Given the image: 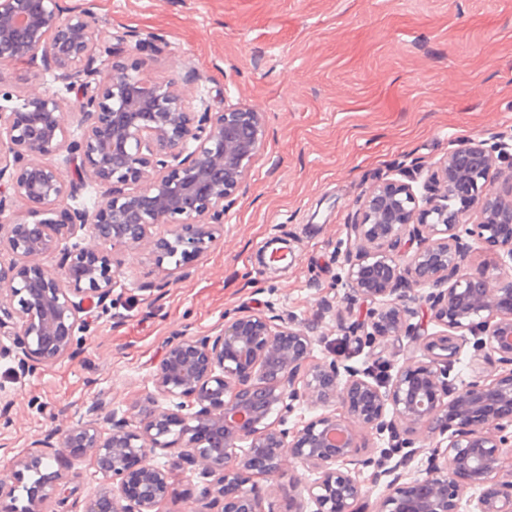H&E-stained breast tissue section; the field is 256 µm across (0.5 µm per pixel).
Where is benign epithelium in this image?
<instances>
[{
  "label": "benign epithelium",
  "mask_w": 512,
  "mask_h": 512,
  "mask_svg": "<svg viewBox=\"0 0 512 512\" xmlns=\"http://www.w3.org/2000/svg\"><path fill=\"white\" fill-rule=\"evenodd\" d=\"M126 42L104 35L88 10L62 18L59 0H0V62L80 88L76 140L56 91L0 106V248L13 255L0 267V336L11 340L0 359L21 374L78 356L88 313L118 301L117 255L147 248L161 266L207 253L265 138L264 114L250 106L200 109L178 82L148 79L136 64L96 66ZM64 148L72 178L44 162ZM507 148L465 139L425 176L422 194L416 166L403 171L408 181L384 180L358 202L337 262L347 303L375 308L346 334L372 350L406 337L424 352L388 384L345 360L314 358L315 340L293 317L242 305L213 334L165 343L155 393L122 411L92 402L36 438L16 459L19 472L80 448L112 480L82 512H160L179 496L183 472L220 512H264L256 479H276L293 460L290 482L312 512H361L363 469L379 464L359 455L399 424L392 446L422 437L429 462L410 476L388 472L374 512H512V273L502 271L512 262V175L499 187L493 176L498 161L512 169ZM87 179L101 204L52 217ZM17 199L25 218L7 215ZM159 224L173 225L169 236L152 233ZM479 243L497 252L474 264ZM55 252L56 267L39 261ZM469 343L471 373L456 384L450 371ZM75 479H37L25 512ZM304 504L290 495L283 512Z\"/></svg>",
  "instance_id": "1"
}]
</instances>
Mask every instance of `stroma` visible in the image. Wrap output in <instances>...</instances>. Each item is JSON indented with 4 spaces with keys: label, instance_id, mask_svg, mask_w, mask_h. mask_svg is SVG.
Returning <instances> with one entry per match:
<instances>
[{
    "label": "stroma",
    "instance_id": "stroma-1",
    "mask_svg": "<svg viewBox=\"0 0 512 512\" xmlns=\"http://www.w3.org/2000/svg\"><path fill=\"white\" fill-rule=\"evenodd\" d=\"M63 14L93 12L99 28L125 32L123 61L175 79L212 111L243 103L264 112L266 141L224 216V235L183 277L148 250L124 255L120 305L92 313L79 357L33 375L0 361V512H23L36 475L79 472L75 492L39 512H80L103 485L88 456L42 465L16 479L15 458L96 399L127 409L154 390L164 342L202 336L241 304L288 312L315 339L314 355L366 352L345 342L346 290L336 253L356 203L398 169L432 165L456 143L512 139V0H60ZM161 38L162 53L140 44ZM199 79L189 82V72ZM0 87L75 95L52 74L0 64ZM286 241L292 261L265 269L263 240ZM333 298V309L319 303Z\"/></svg>",
    "mask_w": 512,
    "mask_h": 512
}]
</instances>
